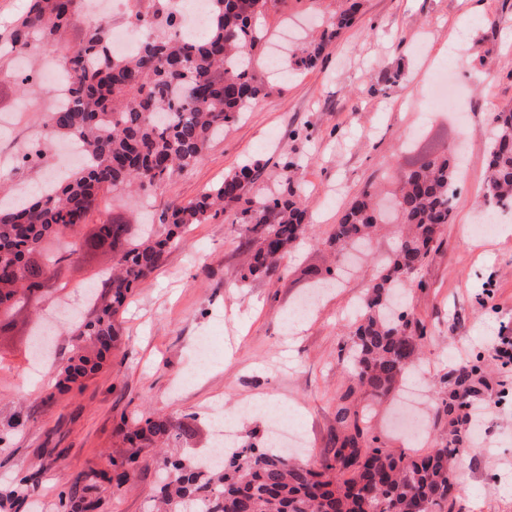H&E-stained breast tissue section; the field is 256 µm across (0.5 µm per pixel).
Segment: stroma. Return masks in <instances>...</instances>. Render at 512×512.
Returning <instances> with one entry per match:
<instances>
[{"instance_id":"stroma-1","label":"stroma","mask_w":512,"mask_h":512,"mask_svg":"<svg viewBox=\"0 0 512 512\" xmlns=\"http://www.w3.org/2000/svg\"><path fill=\"white\" fill-rule=\"evenodd\" d=\"M346 0H273L259 19L267 39L279 43L297 28L294 48L317 33L321 18ZM344 30L311 70L274 74L256 50L255 70L266 91L252 109L213 142L204 160L173 175L150 197L122 190L102 192L88 221L160 223L176 203L195 199L238 164L257 167L255 188L268 193L293 185L309 208L310 232L282 261L281 276L241 281L244 229L233 210L191 226L166 254L162 266L136 288L121 311L120 341L112 362L85 387L54 394V365L69 355L65 335L54 339V364L37 381L28 378L25 337L37 317L62 319L38 303L16 311L13 337L0 343V419L16 409L30 423L0 447V486L18 476H40L35 492L16 512H54L56 494L87 466L106 467L126 447L124 418L175 416L190 427L167 452L192 458L210 448L212 423L229 420L237 440L263 439L271 413L246 409L249 400L287 405L303 430L309 457L320 465L334 448L340 427L336 409L348 403L376 446L421 451L448 429L440 413L441 377L459 360L479 365L476 403L488 411L471 437L468 456L455 465V495L462 512H512V364L492 351L500 336L512 337V215L495 234L479 237L472 226L483 204L486 130L493 112L512 106V0H485L481 17L471 0H359ZM85 14L74 16L55 41L36 42L31 62L65 68L67 50L80 43ZM466 40L453 42L458 27ZM456 64L458 111L426 106L444 60ZM16 55L0 54V159L23 154L52 101L39 85H23ZM462 147L465 160L454 199V220L445 225L415 276L408 311L427 335L420 348V427L408 429L402 390L379 402L350 394L346 366L354 311L383 261L402 236L384 224L359 253L333 259L325 245L351 199L366 187L384 200L398 190L397 174L428 152ZM294 161L284 177L285 161ZM110 256L83 252L69 264L63 301L79 304L84 288ZM331 270L333 283L317 296L311 317L286 332L284 315L315 283L313 270ZM215 339L219 353L197 368L200 338ZM155 466L134 471L120 491L102 488L101 512H148L155 493Z\"/></svg>"}]
</instances>
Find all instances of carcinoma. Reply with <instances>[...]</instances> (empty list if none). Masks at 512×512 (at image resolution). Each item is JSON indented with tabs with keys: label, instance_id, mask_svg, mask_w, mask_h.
I'll list each match as a JSON object with an SVG mask.
<instances>
[{
	"label": "carcinoma",
	"instance_id": "cac0c4a2",
	"mask_svg": "<svg viewBox=\"0 0 512 512\" xmlns=\"http://www.w3.org/2000/svg\"><path fill=\"white\" fill-rule=\"evenodd\" d=\"M205 30L190 39L180 29L173 0H133L131 19L150 31L133 55L111 49L105 22L88 23L77 49L67 56L68 101L40 121L46 138L31 145L20 165L47 156L52 143H80L86 161L48 191L14 204L0 201V311L7 314L50 293L63 275L60 260L43 251L51 240L71 235L98 206L103 189L163 186L177 171H188L205 158L211 143L236 123L263 92L248 57L263 35L255 26L271 0H207ZM88 0H31L27 14L11 28L3 49L29 51L35 38H54ZM357 3L336 13L319 37L292 56L293 69L315 68L342 30ZM485 156L484 202L512 210V108L492 114ZM459 167L454 152L433 151L400 176L394 209L407 225L381 275L371 282L356 312L349 365L356 386L375 400L389 396L411 372L426 327L398 311L410 277L423 264L441 226L454 219L452 200ZM255 165L243 163L197 198L173 208L169 222L133 236L131 225L104 221L95 225L86 246L107 245L112 268L92 289L90 313L63 332L70 355L57 368L59 393L79 389L112 356L119 339L115 316L134 288L163 262L165 253L193 224L235 209L245 228L248 258L242 279L271 277L281 261L309 231L303 200L292 187L271 196H249ZM385 213L365 189L353 197L325 244L342 254L366 241ZM479 367L454 369L453 385L443 378L442 411L448 433L422 452L374 446L347 405L336 411L343 428L336 448L319 467L289 458L263 444L224 450L216 464L153 458L159 484L154 512H454L455 482L450 465L462 456L466 440L456 429L457 408L475 395ZM29 416L19 410L0 419V445L24 429ZM189 425L166 415L124 422V458L109 468H90L63 488L55 512H98L99 489L122 488L130 471L147 463V448H164L186 435ZM33 478H18L0 490V512L25 496Z\"/></svg>",
	"mask_w": 512,
	"mask_h": 512
}]
</instances>
